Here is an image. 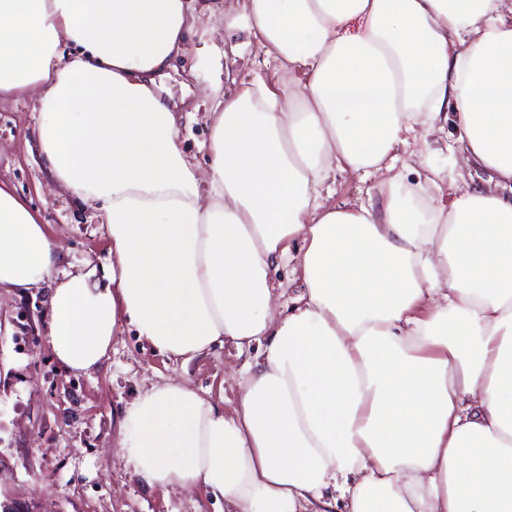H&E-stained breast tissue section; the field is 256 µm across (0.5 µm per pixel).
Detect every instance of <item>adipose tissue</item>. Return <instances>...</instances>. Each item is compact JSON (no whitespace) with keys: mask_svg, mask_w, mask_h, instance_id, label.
I'll return each instance as SVG.
<instances>
[{"mask_svg":"<svg viewBox=\"0 0 512 512\" xmlns=\"http://www.w3.org/2000/svg\"><path fill=\"white\" fill-rule=\"evenodd\" d=\"M206 14L286 80L216 101L202 179L157 81ZM28 95L112 257L60 272L61 239L0 183V293L49 285L57 361L97 369L125 320L173 359L254 353L232 407L178 382L121 410L132 476L224 512H512V196L470 188L425 221L394 178L376 206L320 194L452 114L512 184V0H0V100Z\"/></svg>","mask_w":512,"mask_h":512,"instance_id":"1","label":"adipose tissue"}]
</instances>
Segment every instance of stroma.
I'll return each mask as SVG.
<instances>
[{
  "label": "stroma",
  "instance_id": "stroma-1",
  "mask_svg": "<svg viewBox=\"0 0 512 512\" xmlns=\"http://www.w3.org/2000/svg\"><path fill=\"white\" fill-rule=\"evenodd\" d=\"M223 28V17H202L160 81L171 102L199 109L179 137L201 175L208 169L212 82L224 61ZM237 73L238 82L271 87L283 79L277 62L254 47L239 60ZM40 121L33 100L0 103V182L41 210L49 232L63 238L61 270L83 274L106 263L107 227L97 211L49 178L38 148ZM457 137L453 122L440 131L417 128L389 163L402 183L425 185L415 202L423 216L447 211L467 185L504 191L488 169L465 159ZM380 181L361 171H336L324 184L327 202H377ZM48 299L45 287L0 296V502H17L24 512H224L223 500L204 489L151 488L134 478L112 436L120 409L155 385L185 380L203 397L235 399L244 357L227 345L187 362L170 359L126 324L105 364L76 375L52 355Z\"/></svg>",
  "mask_w": 512,
  "mask_h": 512
}]
</instances>
